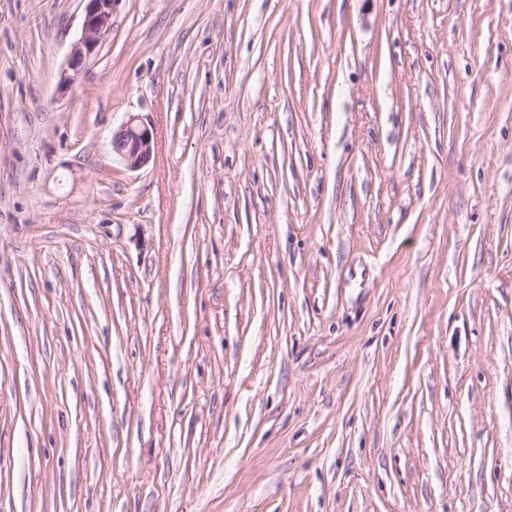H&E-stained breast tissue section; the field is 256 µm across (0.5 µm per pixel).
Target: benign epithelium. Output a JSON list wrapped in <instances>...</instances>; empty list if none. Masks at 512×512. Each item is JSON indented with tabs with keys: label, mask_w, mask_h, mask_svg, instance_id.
Segmentation results:
<instances>
[{
	"label": "benign epithelium",
	"mask_w": 512,
	"mask_h": 512,
	"mask_svg": "<svg viewBox=\"0 0 512 512\" xmlns=\"http://www.w3.org/2000/svg\"><path fill=\"white\" fill-rule=\"evenodd\" d=\"M85 12L81 36L72 48L62 70L58 89L64 93L80 78L83 64L93 55L101 42L112 30V16L121 0H85ZM155 135L153 128L140 120L137 115H129L112 132L110 148L112 156L129 169L145 166L154 152Z\"/></svg>",
	"instance_id": "obj_1"
}]
</instances>
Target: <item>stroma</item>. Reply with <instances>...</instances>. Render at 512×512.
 <instances>
[{"label": "stroma", "instance_id": "35a3bbf8", "mask_svg": "<svg viewBox=\"0 0 512 512\" xmlns=\"http://www.w3.org/2000/svg\"><path fill=\"white\" fill-rule=\"evenodd\" d=\"M84 9L0 0V512H512V0H121L62 95ZM155 135L153 128L140 120L137 115H129L112 132L110 148L112 156L129 169L145 166L154 152Z\"/></svg>", "mask_w": 512, "mask_h": 512}]
</instances>
